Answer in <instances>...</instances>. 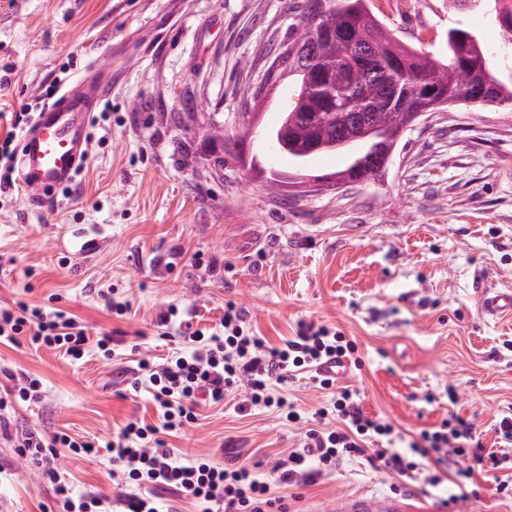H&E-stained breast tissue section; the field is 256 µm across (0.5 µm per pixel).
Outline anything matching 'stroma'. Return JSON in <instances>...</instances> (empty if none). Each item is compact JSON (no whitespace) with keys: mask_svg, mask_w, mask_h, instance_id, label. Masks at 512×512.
<instances>
[{"mask_svg":"<svg viewBox=\"0 0 512 512\" xmlns=\"http://www.w3.org/2000/svg\"><path fill=\"white\" fill-rule=\"evenodd\" d=\"M299 5L0 0V68L13 69L0 113L20 112L58 80L69 89L94 76L108 89L70 186L36 207L27 190L0 194V304L57 296L92 333L139 341L157 362L181 345L157 326L171 306L208 329L235 303L273 345L303 322L333 326L358 342L363 366L344 382L366 414L407 441L458 414L496 447L494 426L512 414V313L484 315L482 297L512 292V112L435 113L404 133L380 180L273 196L240 162L266 158L244 139V115L275 123L288 84L271 80V66L300 33ZM384 20L437 52L454 23L495 47L504 41L489 12L452 13L448 0L392 5ZM107 289L129 302L124 316L107 310ZM116 353L74 363L0 346V364L46 384L39 402L17 407L15 424L104 439L132 416L156 421L148 392L131 395L120 379L133 356ZM202 414L171 441L184 455L264 476L300 444L278 413H241L231 396ZM61 477L79 491L112 489L103 460L66 457ZM391 482L355 458L288 488L285 502L288 512H334L341 498L390 496ZM53 495L23 470L0 484L11 512H40ZM399 500L412 512H512L484 475L467 481L444 462H428Z\"/></svg>","mask_w":512,"mask_h":512,"instance_id":"stroma-1","label":"stroma"}]
</instances>
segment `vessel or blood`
Segmentation results:
<instances>
[{
  "label": "vessel or blood",
  "mask_w": 512,
  "mask_h": 512,
  "mask_svg": "<svg viewBox=\"0 0 512 512\" xmlns=\"http://www.w3.org/2000/svg\"><path fill=\"white\" fill-rule=\"evenodd\" d=\"M101 99L99 87L86 82L37 117L19 155L21 181L33 199L71 181L89 152L91 117ZM336 512H401V507L391 498H345Z\"/></svg>",
  "instance_id": "1"
}]
</instances>
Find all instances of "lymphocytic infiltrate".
<instances>
[{
    "label": "lymphocytic infiltrate",
    "instance_id": "1",
    "mask_svg": "<svg viewBox=\"0 0 512 512\" xmlns=\"http://www.w3.org/2000/svg\"><path fill=\"white\" fill-rule=\"evenodd\" d=\"M177 314V308H169L157 325L177 329L184 347L162 364L140 360L125 380L133 391L150 394L157 421L131 418L101 443L16 427L12 411L20 403L41 399L44 383L30 371L0 367L5 379L0 387V440L12 445L17 460L29 464L34 476L53 485L55 512H183L186 504L195 512H287L274 487L313 483L315 477L333 473L341 460L365 456L398 477L412 479L420 472L419 458L432 453L453 458L464 476L483 471L496 493L512 492V476L504 472L512 458L485 448L476 426L459 415L439 430L422 433L408 451H399L390 424L368 416L352 390L318 374V366L331 359L362 364L356 341L336 328L303 323L295 336L271 346L248 327L236 304L225 305L219 330L209 334L177 321ZM23 340L33 349L59 351L75 361L93 350L111 358L118 344L108 333L90 337L79 317L57 307L22 300L0 306V344L16 346ZM302 370L312 372L314 385L331 394V404L315 412L301 450L279 459L268 477H259L244 464L227 467L206 456H182L168 443V435L195 423L198 407L222 403L228 392L239 388L244 391L240 411L275 407L286 421L300 422L295 405L275 396L272 386ZM378 439L383 442L379 448L374 445ZM66 452L107 460L112 493L79 492L61 484L58 466ZM161 490L172 495L164 505L157 496Z\"/></svg>",
    "mask_w": 512,
    "mask_h": 512
}]
</instances>
